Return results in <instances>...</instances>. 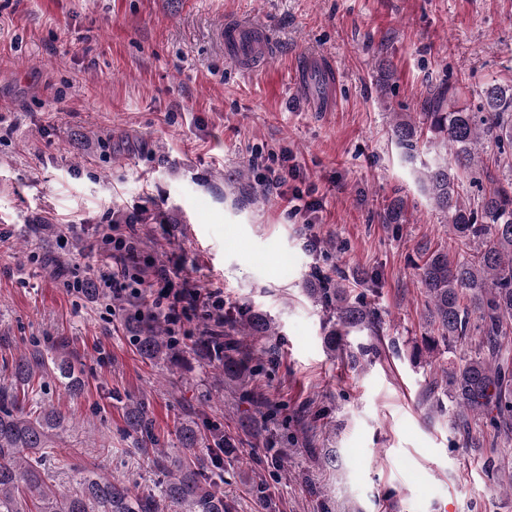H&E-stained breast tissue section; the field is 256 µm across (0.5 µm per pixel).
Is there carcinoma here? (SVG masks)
Instances as JSON below:
<instances>
[{"mask_svg":"<svg viewBox=\"0 0 512 512\" xmlns=\"http://www.w3.org/2000/svg\"><path fill=\"white\" fill-rule=\"evenodd\" d=\"M392 136L406 160L415 162L423 147L436 150L421 163V190L439 211L448 232L469 249L462 257L435 250L416 265L426 299V320L436 335L421 337L432 353L443 344L475 339L474 351L463 363L441 368L453 403V417L463 430L461 447L483 448V437L471 433L469 420L479 418L493 432L492 445L512 442V83L495 80L480 87L478 104L460 106L452 85L444 83L421 104V112L393 113ZM494 145L492 162H483L486 146ZM478 187L474 200L459 192L461 178ZM307 294L332 314L325 346H342L352 329H377L378 313L341 281L317 276ZM139 355L153 364L176 367L177 344L166 339L164 322L147 315L130 327ZM272 321L258 312L224 316V338L199 336L195 346L213 363L224 385L242 390L253 361L264 350L256 347L274 333ZM53 375L77 396L83 370L67 355L48 359L37 344L14 360L8 378L0 382V512H158L159 500L176 512H234L224 491L209 473L234 457L240 438L189 420L177 430L178 460L169 462L159 447L149 406L142 399L125 407L124 431L139 450L153 455L156 468L168 474L160 496L141 495L87 467L77 471L80 490L56 496L44 463L70 428V418L45 397L43 379ZM487 475L512 495V471L484 458ZM250 493L258 512L276 508L269 484L258 478Z\"/></svg>","mask_w":512,"mask_h":512,"instance_id":"carcinoma-1","label":"carcinoma"}]
</instances>
